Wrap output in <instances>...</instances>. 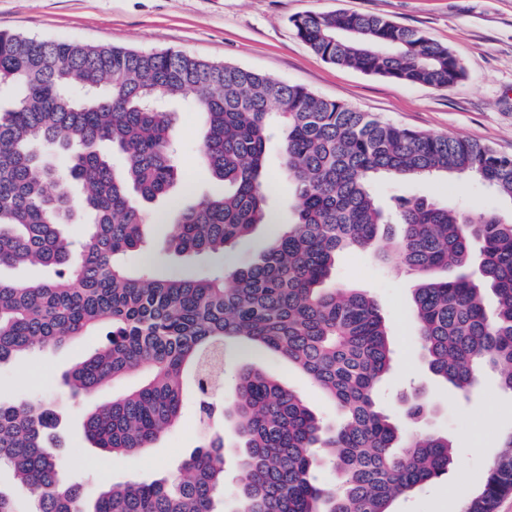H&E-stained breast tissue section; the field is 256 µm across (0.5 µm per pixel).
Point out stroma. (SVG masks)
<instances>
[{
	"mask_svg": "<svg viewBox=\"0 0 512 512\" xmlns=\"http://www.w3.org/2000/svg\"><path fill=\"white\" fill-rule=\"evenodd\" d=\"M339 10L374 14L417 29L462 59L466 74L452 88H435L367 75L323 61L299 40L293 18ZM79 44L112 45L136 50L174 48L201 60L236 64L291 84L322 98L344 102L399 126L441 135L454 134L512 154V0H0V31ZM175 114L178 161L188 178L193 204L222 193L224 185L205 170L199 155L204 117L192 99L169 104ZM271 202L280 220L295 203L282 177L284 152L279 135L267 144ZM380 199L391 194L428 196L512 217V199L471 176L437 175L376 182ZM160 216L150 222L152 258L157 274L194 277L221 266L215 255L173 253L167 245L174 221L166 203L152 204ZM332 284L369 291L389 327L393 366L377 393L381 408L403 414L401 395L421 390L437 410L425 428L448 430L461 448V463L448 475L396 499L392 512H456L468 502L498 454L502 437L512 431V393L502 390L496 373L485 372L469 398L458 397L428 371L411 311L414 276L380 261L374 252L348 248L336 256ZM91 332L58 346L30 352L0 365V398L37 396L51 402L60 418V450L67 478L82 483L87 496L107 484L151 482L175 475L210 435L221 429L234 435L231 416L216 427L201 425L194 397H187L178 424L150 447L115 460L86 439L83 421L92 404L111 400L138 385L132 375L102 388L93 397H71L64 373L87 358L102 342ZM260 368L295 392L322 420L335 425L338 412L300 371L278 356L265 355Z\"/></svg>",
	"mask_w": 512,
	"mask_h": 512,
	"instance_id": "obj_1",
	"label": "stroma"
}]
</instances>
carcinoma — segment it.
Masks as SVG:
<instances>
[{"label": "carcinoma", "instance_id": "cac0c4a2", "mask_svg": "<svg viewBox=\"0 0 512 512\" xmlns=\"http://www.w3.org/2000/svg\"><path fill=\"white\" fill-rule=\"evenodd\" d=\"M323 60L404 83L452 87L460 59L422 32L373 14L338 11L292 20ZM0 268L42 266L55 277L0 278V365L107 330V342L66 373L72 396H90L137 372L140 384L86 415L87 439L120 458L149 447L179 420L190 388L205 424L217 417L230 343L273 353L301 370L341 411L334 428L255 365L236 373V439L214 435L183 461V476L114 484L92 501L61 477L53 406L0 400V466L34 499L33 512H220L225 453L233 448L235 512H391L394 500L457 467L459 447L436 432L404 435L375 392L391 368L385 319L366 292L324 287L338 252L372 250L390 220L402 226L382 258L418 280L417 337L429 371L466 398L496 370L512 393V220L401 198L389 214L372 190L380 176L478 177L512 199V155L464 137L403 128L307 88L180 50L136 51L0 32ZM193 96L205 117L199 152L224 194L184 206L186 179L172 159L173 117L159 101ZM278 124L288 222L269 204L267 134ZM124 158L121 172L98 145ZM89 231L62 226L73 190ZM170 201L178 254L224 256L259 225V258L198 277L157 275L145 247L144 201ZM141 258L130 271L122 258ZM496 298L493 308L484 292ZM330 466L337 481L322 485ZM512 491V431L463 512H493Z\"/></svg>", "mask_w": 512, "mask_h": 512}]
</instances>
